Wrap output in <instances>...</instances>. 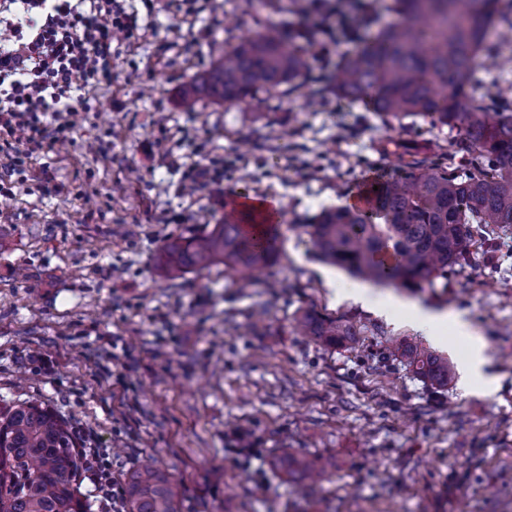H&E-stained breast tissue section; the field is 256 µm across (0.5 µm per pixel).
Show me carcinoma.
Instances as JSON below:
<instances>
[{
	"instance_id": "carcinoma-1",
	"label": "carcinoma",
	"mask_w": 512,
	"mask_h": 512,
	"mask_svg": "<svg viewBox=\"0 0 512 512\" xmlns=\"http://www.w3.org/2000/svg\"><path fill=\"white\" fill-rule=\"evenodd\" d=\"M396 19L342 57L328 81L336 100L359 105L390 126L419 117L456 132L437 151L395 154L397 174L378 177L369 210L338 206L309 225L322 260L364 281L408 291L448 280L461 264L477 224H512V99L492 98L476 79L491 37L512 18L498 0H393ZM298 30L275 21L221 51L183 92L192 108L202 99L232 104L297 85L312 48ZM281 225L247 233L224 220L205 235L171 241L162 264L170 271L222 264L244 285L280 253ZM298 324L331 346L356 336L346 321L314 309ZM395 354L431 384L448 385V359L404 342ZM76 437L63 418L40 404L0 409V512H92L80 499ZM276 466L302 484L321 473L304 455L283 449ZM123 512H177L171 476L144 460L126 472Z\"/></svg>"
}]
</instances>
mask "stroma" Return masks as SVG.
<instances>
[{"label":"stroma","instance_id":"35a3bbf8","mask_svg":"<svg viewBox=\"0 0 512 512\" xmlns=\"http://www.w3.org/2000/svg\"><path fill=\"white\" fill-rule=\"evenodd\" d=\"M293 2L285 20L318 46L313 72L332 69L348 46L317 33L310 0ZM132 5L140 29L118 44L111 85L85 92L70 142L31 160L56 188L0 196V401L51 407L113 476L154 459L179 484V512H512V225L480 227L447 284L372 286L382 314L347 298L361 280L308 235L365 176L395 175L378 142L428 154L448 132L391 129L329 94L309 108L299 90L186 111L182 88L269 9ZM480 74L512 97V29ZM205 159L223 160L221 173L188 189ZM237 193L283 210L262 286L241 289L220 265L165 273L166 243L209 232ZM311 307L353 324L354 342L301 335L295 317ZM417 307L464 315L485 343L481 375L453 328L432 339L415 325ZM404 341L448 358L447 386L393 356ZM282 448L323 469L308 496L272 468Z\"/></svg>","mask_w":512,"mask_h":512}]
</instances>
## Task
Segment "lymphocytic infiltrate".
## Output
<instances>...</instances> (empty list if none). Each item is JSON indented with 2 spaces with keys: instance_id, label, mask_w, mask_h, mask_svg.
Listing matches in <instances>:
<instances>
[{
  "instance_id": "1",
  "label": "lymphocytic infiltrate",
  "mask_w": 512,
  "mask_h": 512,
  "mask_svg": "<svg viewBox=\"0 0 512 512\" xmlns=\"http://www.w3.org/2000/svg\"><path fill=\"white\" fill-rule=\"evenodd\" d=\"M138 29L128 0H0V195L54 182L27 158L70 141L82 90L111 84L114 44Z\"/></svg>"
}]
</instances>
